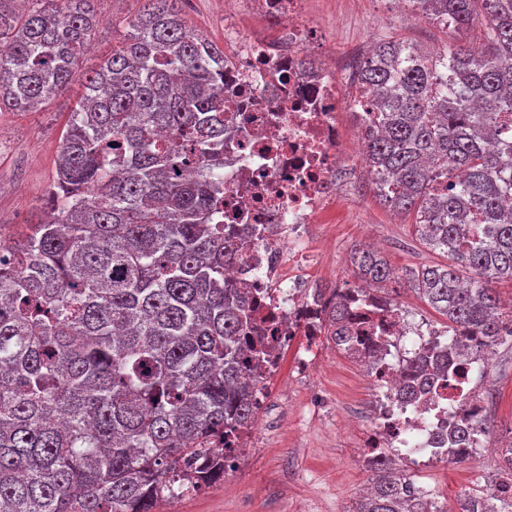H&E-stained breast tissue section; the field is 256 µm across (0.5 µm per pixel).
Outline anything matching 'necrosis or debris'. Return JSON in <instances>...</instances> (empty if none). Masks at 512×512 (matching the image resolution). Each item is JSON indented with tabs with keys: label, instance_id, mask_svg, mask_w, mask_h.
Segmentation results:
<instances>
[{
	"label": "necrosis or debris",
	"instance_id": "1",
	"mask_svg": "<svg viewBox=\"0 0 512 512\" xmlns=\"http://www.w3.org/2000/svg\"><path fill=\"white\" fill-rule=\"evenodd\" d=\"M224 222L237 247L227 276L255 289L257 325L273 331L275 348L264 363L278 378L293 343L315 346L323 330L324 300L300 275L313 254L311 225L322 223L342 183L346 135L365 142L377 114L373 94L346 77L349 59L336 51V33L319 24L306 0H225ZM260 12L283 33L279 45L248 31L240 13ZM320 56L315 68L305 62ZM351 314L369 312L371 335L381 337L367 358L371 415L355 454L369 470L393 461L413 468L447 464L449 455L477 451L449 445L461 418L485 416L473 372L488 368L487 352L460 357L447 331L413 324L405 309L372 291L351 293ZM447 356L453 375L425 396L404 391L409 368L425 355Z\"/></svg>",
	"mask_w": 512,
	"mask_h": 512
}]
</instances>
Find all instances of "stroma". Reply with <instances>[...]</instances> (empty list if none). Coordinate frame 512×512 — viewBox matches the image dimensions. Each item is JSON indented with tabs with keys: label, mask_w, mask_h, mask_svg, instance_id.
Returning a JSON list of instances; mask_svg holds the SVG:
<instances>
[{
	"label": "stroma",
	"mask_w": 512,
	"mask_h": 512,
	"mask_svg": "<svg viewBox=\"0 0 512 512\" xmlns=\"http://www.w3.org/2000/svg\"><path fill=\"white\" fill-rule=\"evenodd\" d=\"M145 0H96L102 22L85 57L95 64L111 55L125 38V27L111 18L135 16ZM187 25L215 44L224 42V8L218 0H179ZM320 22L336 28V45H372L379 38L411 44L433 53L456 40L455 32L414 10L391 12L387 0H310ZM72 94L58 96L37 112L0 114V239L11 241L45 217L47 191L55 177V161L70 112ZM345 179L354 189L341 195L328 223L311 227L310 242L318 256L312 274L322 288L355 283L346 258L369 245L383 256L396 280L388 293L416 318L443 327L444 316L409 287L400 285L406 270L447 264L446 254L423 244L413 215L382 204L365 165L350 169ZM314 369L298 377L294 357H287L280 378L266 388L262 425L252 447L224 480L201 493L164 503L161 512H352L372 481L371 472L355 463L362 418L369 402L362 372L332 342L314 350ZM490 425L489 443L512 442V346L495 350L488 372L477 377ZM500 461L475 458L445 467L411 471L410 479L455 505L466 494L485 492L500 477Z\"/></svg>",
	"instance_id": "obj_1"
}]
</instances>
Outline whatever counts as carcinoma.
<instances>
[{
  "label": "carcinoma",
  "mask_w": 512,
  "mask_h": 512,
  "mask_svg": "<svg viewBox=\"0 0 512 512\" xmlns=\"http://www.w3.org/2000/svg\"><path fill=\"white\" fill-rule=\"evenodd\" d=\"M178 0H147L112 55L76 80L100 19L92 0L0 9V112H33L79 86L48 190L51 213L0 243V512H156L224 477L250 425L270 336H251V288L224 280V52L192 31ZM454 30L483 28L484 50L436 57L382 39L360 68L379 95L366 146L379 200L412 213L449 264L405 282L451 331L492 349L512 338L493 283H512V0H418ZM385 293L377 252L350 259ZM469 271L464 278L460 269ZM325 335H349L333 289ZM444 368L426 357L406 393ZM489 427L458 441L480 446ZM389 465L356 512H407ZM481 502L458 499L454 510ZM483 507V506H481ZM481 512H512L488 503Z\"/></svg>",
  "instance_id": "obj_1"
}]
</instances>
